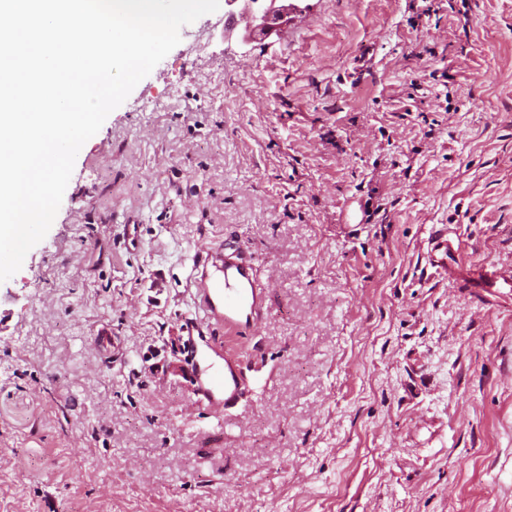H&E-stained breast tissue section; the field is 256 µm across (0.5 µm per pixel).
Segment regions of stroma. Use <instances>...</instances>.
I'll return each mask as SVG.
<instances>
[{
  "label": "stroma",
  "instance_id": "obj_1",
  "mask_svg": "<svg viewBox=\"0 0 512 512\" xmlns=\"http://www.w3.org/2000/svg\"><path fill=\"white\" fill-rule=\"evenodd\" d=\"M306 2L183 26L0 282V512H512V0ZM227 242L269 309L219 419L181 327ZM304 0H225L229 13L242 18L245 34L244 44L270 35L279 26L288 22V17L302 8L294 2Z\"/></svg>",
  "mask_w": 512,
  "mask_h": 512
}]
</instances>
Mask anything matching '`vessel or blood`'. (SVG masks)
Instances as JSON below:
<instances>
[{
    "label": "vessel or blood",
    "mask_w": 512,
    "mask_h": 512,
    "mask_svg": "<svg viewBox=\"0 0 512 512\" xmlns=\"http://www.w3.org/2000/svg\"><path fill=\"white\" fill-rule=\"evenodd\" d=\"M194 311L185 318L193 404L221 414L240 396L238 362L224 354V329L254 330L263 320L268 289L252 260L231 248L198 251L190 274Z\"/></svg>",
    "instance_id": "1"
}]
</instances>
